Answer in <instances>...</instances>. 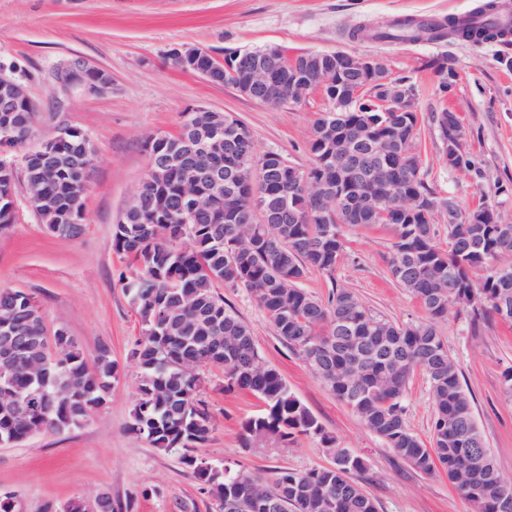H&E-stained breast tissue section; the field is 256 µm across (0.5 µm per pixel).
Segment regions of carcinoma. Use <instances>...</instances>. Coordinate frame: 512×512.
Here are the masks:
<instances>
[{
	"mask_svg": "<svg viewBox=\"0 0 512 512\" xmlns=\"http://www.w3.org/2000/svg\"><path fill=\"white\" fill-rule=\"evenodd\" d=\"M499 36L490 23L474 25L456 17L442 22L409 18L348 31L353 40L451 38L475 45ZM313 56L325 68H336V52L311 51L296 56V64L283 65L278 77L288 80ZM427 66L439 76L440 92L455 85L456 73L446 59H432ZM366 80L356 75L322 90L326 100L335 102L334 117L319 113L308 139L309 167L290 165L286 175L261 164L277 152L257 154L242 124L234 143L210 151V129L224 126V113L204 112L196 127L182 118L177 134L146 146L152 177L135 193L141 204L128 207L115 226L112 249L139 263L135 276L123 283L142 324L133 349L141 375L128 429L156 448L181 454L219 512H255L253 499L278 505L276 512H377L354 479L367 470L364 459L337 445L278 372L262 362L250 327L224 302L220 288L249 292L313 376L419 471L440 469L454 484L473 449L491 456L461 368L448 356L436 322L448 315L450 305L471 307L490 318L501 317L499 301L512 307V287L504 289L499 281V268H512V246H501L499 215L483 204L462 214L460 223L448 225V249L438 246L434 226L439 217L428 207L437 193L427 184L422 162L407 170L398 156L375 151V144L386 140L412 143L416 115L355 105L351 87ZM36 119V110L25 99L13 100L0 91V145L8 147L7 158L0 157V229L14 220L20 172L29 193L41 197L36 213L45 229L74 240L85 230L84 224L71 223V212L83 209L93 144L75 128L52 152L32 150L27 144ZM356 126L372 127L380 139L374 144L350 141ZM344 144L390 166L394 192L414 199L413 211L393 220L378 212L363 213L332 164ZM186 158L199 175L197 189L188 196L175 177ZM217 168L224 174L221 189L211 181ZM307 173L330 191L343 193V222L327 213L299 221L289 216L293 210H306L300 205L298 181ZM265 191L287 213L279 224L260 223L256 201ZM372 224L393 226L390 273L423 306L425 321L402 325L378 317L345 288H333L323 302L301 287L312 270L333 276L344 253L343 228ZM4 356L13 358L14 367L0 373L1 445L81 427L103 405L119 376L107 345L90 358L63 328L46 336L36 300L1 287L0 358ZM210 367L224 369V387L248 391L265 404L262 413L242 424V447L269 441L285 446L300 435H313L335 450L334 465L304 472L282 469L270 483L204 467L199 449L207 444L213 421L202 399L201 369ZM418 370L430 383L434 406L428 448L410 431L402 405L407 383ZM459 494L473 512H512V482L493 459L469 470ZM61 512H122V506L103 492L90 506L73 501Z\"/></svg>",
	"mask_w": 512,
	"mask_h": 512,
	"instance_id": "cac0c4a2",
	"label": "carcinoma"
}]
</instances>
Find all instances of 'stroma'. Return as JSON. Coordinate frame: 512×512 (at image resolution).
I'll use <instances>...</instances> for the list:
<instances>
[{
	"label": "stroma",
	"mask_w": 512,
	"mask_h": 512,
	"mask_svg": "<svg viewBox=\"0 0 512 512\" xmlns=\"http://www.w3.org/2000/svg\"><path fill=\"white\" fill-rule=\"evenodd\" d=\"M483 2L0 0V74L22 83L36 103L34 141L74 127L89 136L95 149L84 197L85 231L78 239L49 234L27 202L24 183H17L15 219L0 230V287L34 297L47 331L65 329L87 355L108 345L119 368L105 403L83 426L0 446V491L15 493L16 512H44L46 505L61 508L75 500L90 503L103 492L129 512H177L181 500L194 502L196 512H219L176 454L153 448L127 428L139 383L131 350L141 323L120 282L133 275L135 266L113 251L114 228L146 175L147 140L177 133L187 108L233 115L249 130L257 152H279L304 169L311 162L310 128L325 101L314 92L303 104L272 108L234 87L172 66L169 52L198 47L220 58L243 48L278 45L292 55L344 49L382 58L392 76L411 77L417 87L415 141L428 185L454 197L464 210L485 203L512 223V36L480 45L454 39L353 41L346 36L359 24L441 21ZM440 56L457 73L453 92L445 96L438 91L437 75L426 67ZM75 62L107 71L111 88L60 83L58 72ZM442 110L457 113L466 128L472 168H449L433 120ZM344 235V256L334 275L311 272L303 288L321 300L332 287L345 288L376 315L403 325L422 322L421 304L388 269L392 226H359ZM223 295L249 325L263 361L341 447L365 459L367 470L356 481L377 512H472L445 473H421L336 401L277 336L245 289L227 288ZM437 333L463 372L477 426L501 474L512 479V397L502 385L503 371L512 367V322L479 321L473 310L456 307L438 322ZM206 377L204 398L214 430L204 454L213 467L269 481L279 469L332 465V455L312 435L285 447H241L242 423L261 413L263 404L251 393L225 389L222 369H210ZM404 405L409 428L429 444L434 408L424 373L410 380Z\"/></svg>",
	"instance_id": "35a3bbf8"
}]
</instances>
